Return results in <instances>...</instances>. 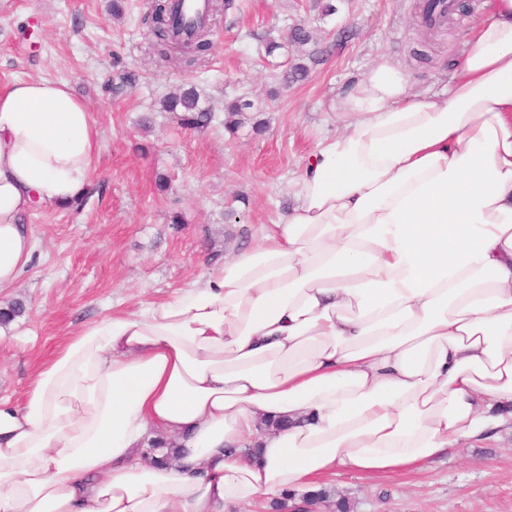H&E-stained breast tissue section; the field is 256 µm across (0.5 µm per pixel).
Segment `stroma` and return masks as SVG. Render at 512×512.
I'll return each mask as SVG.
<instances>
[{"mask_svg": "<svg viewBox=\"0 0 512 512\" xmlns=\"http://www.w3.org/2000/svg\"><path fill=\"white\" fill-rule=\"evenodd\" d=\"M148 0H0V87L45 78L70 83L99 130L94 188L82 209L40 205L26 217L37 244L32 262L0 305L22 315L0 326V396L21 401L36 369L83 323L140 303L167 300L259 240L295 204L292 183L317 141L341 132L338 100L376 64L390 60L411 92L447 86L463 43L484 14L469 0L431 52L416 60L419 0H235L211 19L214 46L205 67L183 70L158 57L141 23ZM305 23L309 43L265 55L270 28ZM304 63L305 80L281 87L286 63ZM137 74L121 87L120 73ZM196 85L217 119L196 129L162 100ZM252 109L228 128L225 99ZM330 497L316 512H512V428L467 443L407 473L344 470L323 479Z\"/></svg>", "mask_w": 512, "mask_h": 512, "instance_id": "obj_1", "label": "stroma"}]
</instances>
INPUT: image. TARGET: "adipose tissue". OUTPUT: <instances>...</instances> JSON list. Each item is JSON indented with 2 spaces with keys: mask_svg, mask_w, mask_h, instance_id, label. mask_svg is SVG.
Wrapping results in <instances>:
<instances>
[{
  "mask_svg": "<svg viewBox=\"0 0 512 512\" xmlns=\"http://www.w3.org/2000/svg\"><path fill=\"white\" fill-rule=\"evenodd\" d=\"M485 10L443 93L384 62L339 103L253 247L0 398V512H224L512 421V0ZM98 152L68 82L0 90V288L35 250L23 215L70 206Z\"/></svg>",
  "mask_w": 512,
  "mask_h": 512,
  "instance_id": "obj_1",
  "label": "adipose tissue"
}]
</instances>
